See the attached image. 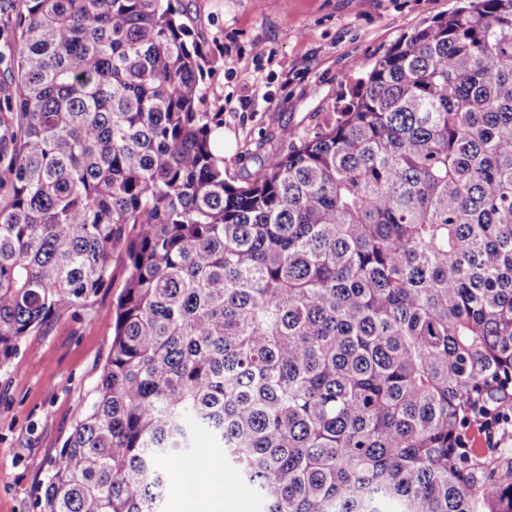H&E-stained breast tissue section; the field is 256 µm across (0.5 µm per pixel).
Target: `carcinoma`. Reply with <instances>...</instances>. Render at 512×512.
Returning <instances> with one entry per match:
<instances>
[{"instance_id":"obj_1","label":"carcinoma","mask_w":512,"mask_h":512,"mask_svg":"<svg viewBox=\"0 0 512 512\" xmlns=\"http://www.w3.org/2000/svg\"><path fill=\"white\" fill-rule=\"evenodd\" d=\"M0 31V370L124 282L41 512H160L200 434L263 512H512V0H465L224 177L171 0Z\"/></svg>"}]
</instances>
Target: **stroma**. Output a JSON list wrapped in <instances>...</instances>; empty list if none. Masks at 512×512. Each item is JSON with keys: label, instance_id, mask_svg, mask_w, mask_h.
<instances>
[{"label": "stroma", "instance_id": "obj_1", "mask_svg": "<svg viewBox=\"0 0 512 512\" xmlns=\"http://www.w3.org/2000/svg\"><path fill=\"white\" fill-rule=\"evenodd\" d=\"M211 60L209 111L224 115L226 177L239 181L344 106L357 78L405 33L457 0H172ZM265 48L254 56V44ZM121 279L25 339L0 370V512H40L48 463L112 344Z\"/></svg>", "mask_w": 512, "mask_h": 512}]
</instances>
